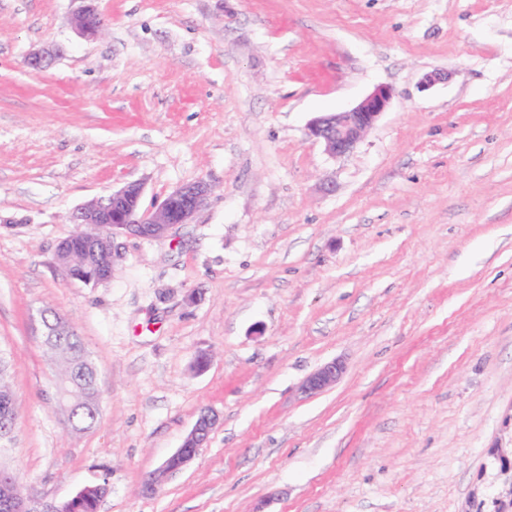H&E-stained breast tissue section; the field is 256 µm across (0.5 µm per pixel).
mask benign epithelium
<instances>
[{
	"instance_id": "1",
	"label": "benign epithelium",
	"mask_w": 512,
	"mask_h": 512,
	"mask_svg": "<svg viewBox=\"0 0 512 512\" xmlns=\"http://www.w3.org/2000/svg\"><path fill=\"white\" fill-rule=\"evenodd\" d=\"M81 2L82 6L71 16L70 24L80 36L94 39L105 25L98 0ZM61 54L62 49L58 47L33 49L26 55L24 65L31 72H40ZM392 97V89L380 85L354 107L315 119L308 127L309 135L323 145L329 156H344L353 151L376 125L389 108ZM142 194L143 185L139 182H130L106 197L91 200L78 207L70 214V221L84 228L82 236L86 237L87 244L95 249L99 247L100 241L111 244L114 237L120 234L160 239L168 234L172 226L188 223L207 204L211 188L203 181L182 185L151 211L142 210ZM74 238L76 234L73 233L63 239L58 244L55 254L57 270L65 282L74 279L68 263V254ZM39 322L41 336L46 337L60 331L62 318L51 311L42 310L39 312ZM344 373V363L334 359L307 376L300 390L305 395L321 393L336 385ZM216 422L217 415L213 411L202 409L192 429L184 437L183 445L143 480L142 494L153 496L160 491L164 481L174 474L171 470L172 461L179 462L180 471L188 466L205 447ZM87 491L89 488L85 487L69 499L32 506L27 502L21 486L16 483L10 472L0 469V512H71L73 503Z\"/></svg>"
}]
</instances>
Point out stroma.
I'll use <instances>...</instances> for the list:
<instances>
[{"mask_svg": "<svg viewBox=\"0 0 512 512\" xmlns=\"http://www.w3.org/2000/svg\"><path fill=\"white\" fill-rule=\"evenodd\" d=\"M0 0V452L38 504L108 482L98 512H468L512 497V0ZM66 51L39 73L35 47ZM449 73L424 91L422 77ZM388 110L330 157L311 120L376 86ZM129 181L143 209L212 194L161 239L115 237L63 281L69 213ZM48 309L99 372L73 432ZM209 353L206 369L196 367ZM343 378L302 381L331 359ZM199 456L142 496L201 409ZM83 5L71 16L72 28L82 37L96 38L104 28L105 20L97 0H80ZM344 373V363L341 360L334 359L323 364L307 376L303 380L300 390L305 395L321 393L336 385L342 379Z\"/></svg>", "mask_w": 512, "mask_h": 512, "instance_id": "stroma-1", "label": "stroma"}]
</instances>
